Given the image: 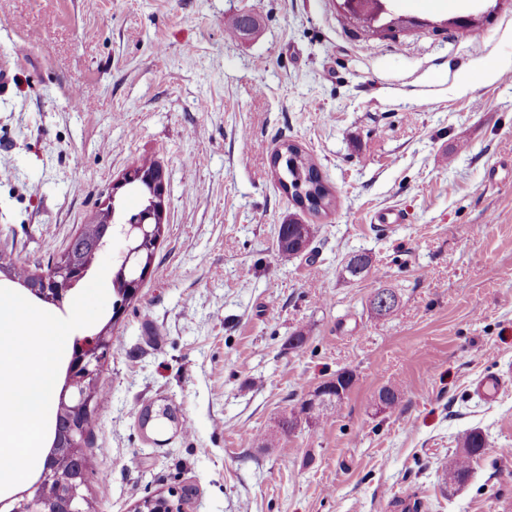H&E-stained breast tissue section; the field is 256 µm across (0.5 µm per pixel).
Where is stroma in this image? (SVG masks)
Listing matches in <instances>:
<instances>
[{"instance_id": "obj_1", "label": "stroma", "mask_w": 512, "mask_h": 512, "mask_svg": "<svg viewBox=\"0 0 512 512\" xmlns=\"http://www.w3.org/2000/svg\"><path fill=\"white\" fill-rule=\"evenodd\" d=\"M388 7L411 21L393 37L336 0H0V261L46 271L108 190L134 206L118 183L140 159L165 173L155 273L120 319L73 332L112 338L92 512L187 485L188 512H512V385L473 393L512 369V0ZM244 15L251 32L227 37ZM286 141L319 167L327 213L279 186ZM390 207L405 223L374 224ZM289 218L316 232L287 260ZM356 253L371 267L352 280ZM343 371L332 418L263 447ZM163 406L173 421L142 424ZM473 430L488 451L449 486ZM506 384L503 374L493 373L479 376L473 383V391L483 401H492L497 398Z\"/></svg>"}]
</instances>
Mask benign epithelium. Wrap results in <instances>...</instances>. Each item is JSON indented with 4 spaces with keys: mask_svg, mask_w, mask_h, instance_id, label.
Segmentation results:
<instances>
[{
    "mask_svg": "<svg viewBox=\"0 0 512 512\" xmlns=\"http://www.w3.org/2000/svg\"><path fill=\"white\" fill-rule=\"evenodd\" d=\"M341 7L350 16L369 18L373 25L382 23L385 15L389 14L387 0H342ZM137 180L145 183L150 198L149 206L143 212L129 217L123 227L122 237L127 243V249L121 254L122 269L132 267V277L126 282L125 288L129 297L137 293L152 272V265L139 262L138 257L145 244L158 235L164 194L163 174L152 176L135 167L123 175L120 186ZM88 271L89 268L65 255L48 272L33 274L28 279L21 278L19 282L36 298L61 308L69 292L84 279ZM108 349L109 340L102 332L75 340L58 404V410L68 420V428L60 434V440L54 441V446L76 454L82 451L86 433L83 418L92 403L90 388L98 378L100 365ZM321 400L322 396L318 393L310 395L306 399L304 413L288 425V430L297 429L304 420H312L313 414L320 408ZM84 484L85 472L64 473L51 461L45 464L40 480L32 488L0 499V512H88V508L84 507Z\"/></svg>",
    "mask_w": 512,
    "mask_h": 512,
    "instance_id": "7a95c632",
    "label": "benign epithelium"
}]
</instances>
